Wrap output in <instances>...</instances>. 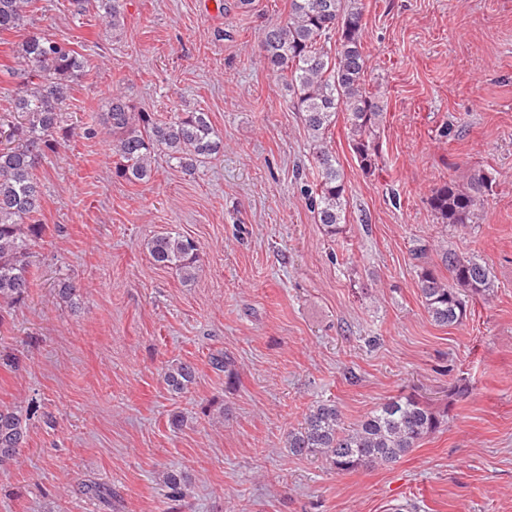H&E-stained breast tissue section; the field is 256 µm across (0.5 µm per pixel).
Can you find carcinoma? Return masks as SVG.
<instances>
[{
    "label": "carcinoma",
    "mask_w": 512,
    "mask_h": 512,
    "mask_svg": "<svg viewBox=\"0 0 512 512\" xmlns=\"http://www.w3.org/2000/svg\"><path fill=\"white\" fill-rule=\"evenodd\" d=\"M35 0H0V35L23 33L13 50L15 66L0 69V81L13 84L10 108L21 121L12 125L8 145L0 148V310L21 301L31 286V251L41 240L42 192L36 171L44 157L58 150L68 132H60L61 107L86 76L87 61L71 43L26 30ZM75 15L93 11L117 31L125 21L124 0H69ZM363 7L360 0H290L288 20L264 30L259 49L273 72L293 92V108L303 114L309 138L316 143L312 186L305 188L311 208L327 235L346 223V186L326 135L343 112L348 138L359 166L371 172L380 158L377 130L383 112L367 83L368 57L363 51ZM338 45L325 48L331 33ZM117 157L113 174L129 183L150 180L155 157L164 154L190 172L224 150L209 113L181 112L160 120L137 112L119 93L106 103L102 119ZM490 177L473 171L465 185L446 182L431 191L429 205L445 224H473L479 218ZM153 262L174 268L183 280L199 273L202 247L177 232H161L145 243ZM414 249L417 288L429 317L453 326L467 317L468 299L494 292L487 264L446 249L441 264L449 276L420 262ZM195 367L185 361L169 364V389L183 393L193 383ZM21 410L0 407V468L14 462L25 442ZM441 426V414L414 395L397 396L376 406L357 424L343 426L336 403L308 409L303 422L288 431L286 448L294 457H320L338 472L355 471L398 461Z\"/></svg>",
    "instance_id": "cac0c4a2"
}]
</instances>
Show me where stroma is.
<instances>
[{"mask_svg": "<svg viewBox=\"0 0 512 512\" xmlns=\"http://www.w3.org/2000/svg\"><path fill=\"white\" fill-rule=\"evenodd\" d=\"M288 2L125 0L116 33L38 0L32 30L75 44L88 73L62 110L75 136L38 170L33 284L0 329V405L27 413L0 512H512V0H362L380 161L360 168L337 116L333 237L304 194L314 144L257 52ZM116 90L143 112H209L223 152L191 175L161 155L149 182L116 178L100 133ZM475 169L492 180L477 223H438L432 188ZM171 230L203 249L195 281L144 249ZM419 246L435 266L444 248L488 264L496 288L460 325L428 316ZM218 352L234 379L211 367ZM175 359L196 368L180 394L163 381ZM409 394L444 422L398 462L289 456L312 405L335 402L350 426Z\"/></svg>", "mask_w": 512, "mask_h": 512, "instance_id": "1", "label": "stroma"}]
</instances>
